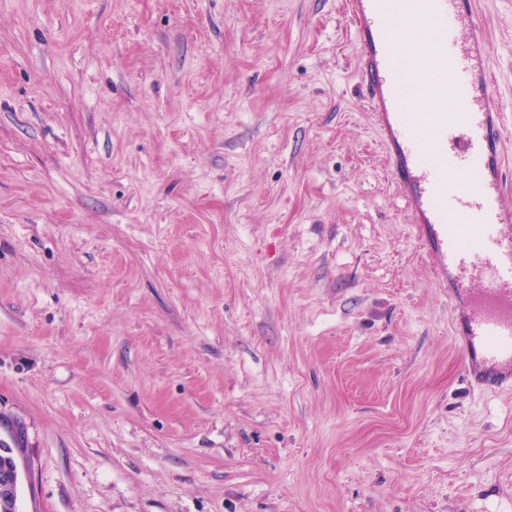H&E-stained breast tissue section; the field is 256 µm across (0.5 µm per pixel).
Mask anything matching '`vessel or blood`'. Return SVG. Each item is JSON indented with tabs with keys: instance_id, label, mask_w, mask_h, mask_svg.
Returning a JSON list of instances; mask_svg holds the SVG:
<instances>
[{
	"instance_id": "1",
	"label": "vessel or blood",
	"mask_w": 512,
	"mask_h": 512,
	"mask_svg": "<svg viewBox=\"0 0 512 512\" xmlns=\"http://www.w3.org/2000/svg\"><path fill=\"white\" fill-rule=\"evenodd\" d=\"M358 77L387 150L392 185L454 309L469 386H512V205L505 202L506 123L476 0H347ZM422 38L409 74L402 50ZM439 65H432V57ZM439 101L420 129L407 88Z\"/></svg>"
}]
</instances>
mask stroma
Here are the masks:
<instances>
[{
  "mask_svg": "<svg viewBox=\"0 0 512 512\" xmlns=\"http://www.w3.org/2000/svg\"><path fill=\"white\" fill-rule=\"evenodd\" d=\"M451 316L344 0H0L20 512H512V390Z\"/></svg>",
  "mask_w": 512,
  "mask_h": 512,
  "instance_id": "1",
  "label": "stroma"
}]
</instances>
